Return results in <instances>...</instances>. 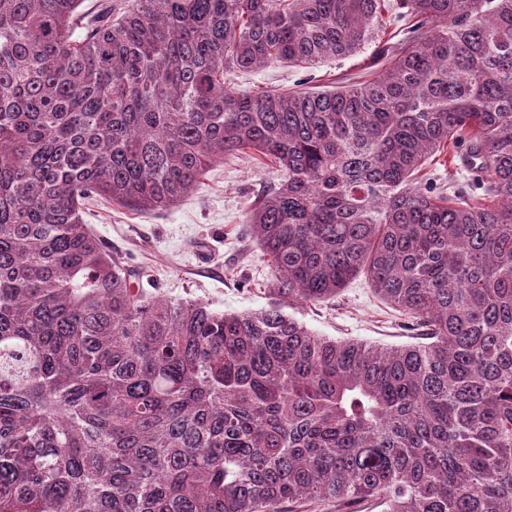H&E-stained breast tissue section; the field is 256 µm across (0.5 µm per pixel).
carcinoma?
Masks as SVG:
<instances>
[{
    "label": "carcinoma",
    "instance_id": "obj_1",
    "mask_svg": "<svg viewBox=\"0 0 512 512\" xmlns=\"http://www.w3.org/2000/svg\"><path fill=\"white\" fill-rule=\"evenodd\" d=\"M0 0V512H512V0ZM373 80L257 93L268 64ZM452 151L470 184L418 185ZM254 152L272 301L135 288L84 222ZM365 274L424 341L285 303ZM391 23V24H390ZM397 24L388 21V14L382 15L375 38L368 42L361 52L341 62L327 61L310 69L288 68L271 65L245 75H233L235 88L253 91L258 88L277 86L286 91H297L314 86H337L345 77L359 76V80H372L381 73L383 61H378V51L387 41L396 42L394 37Z\"/></svg>",
    "mask_w": 512,
    "mask_h": 512
}]
</instances>
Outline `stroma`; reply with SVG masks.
I'll use <instances>...</instances> for the list:
<instances>
[{
  "mask_svg": "<svg viewBox=\"0 0 512 512\" xmlns=\"http://www.w3.org/2000/svg\"><path fill=\"white\" fill-rule=\"evenodd\" d=\"M396 26L381 20L374 39L343 61L310 69L271 65L232 78L235 88L275 86L297 91L334 86L347 77L374 79L381 72L378 51ZM280 172L263 160L243 157L215 166L195 191L175 205L140 212L97 199L84 219L93 234L122 259L135 287L172 299L198 300L227 314L256 311L268 302V263L253 241L246 213ZM294 316L331 338L381 345L414 342L404 316L387 305L366 276L351 280L334 299L298 306Z\"/></svg>",
  "mask_w": 512,
  "mask_h": 512,
  "instance_id": "stroma-1",
  "label": "stroma"
}]
</instances>
